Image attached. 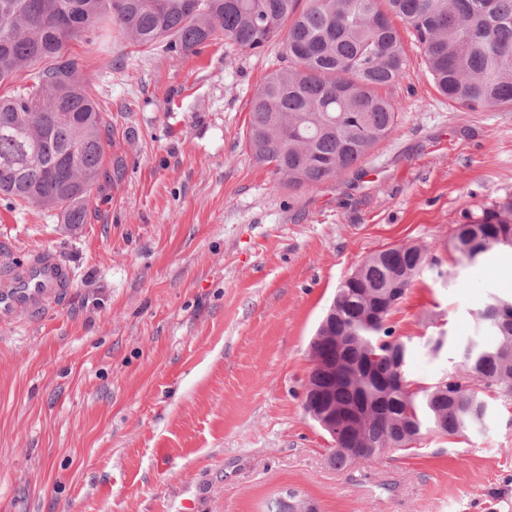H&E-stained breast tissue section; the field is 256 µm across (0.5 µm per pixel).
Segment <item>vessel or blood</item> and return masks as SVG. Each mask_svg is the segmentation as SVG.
Returning <instances> with one entry per match:
<instances>
[{
  "mask_svg": "<svg viewBox=\"0 0 512 512\" xmlns=\"http://www.w3.org/2000/svg\"><path fill=\"white\" fill-rule=\"evenodd\" d=\"M9 243L0 244V323L18 314L41 318L63 303L73 286L71 267L47 248L30 252L25 263L9 260Z\"/></svg>",
  "mask_w": 512,
  "mask_h": 512,
  "instance_id": "vessel-or-blood-1",
  "label": "vessel or blood"
}]
</instances>
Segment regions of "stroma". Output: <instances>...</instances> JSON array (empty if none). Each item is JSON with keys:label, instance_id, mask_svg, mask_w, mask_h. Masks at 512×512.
Wrapping results in <instances>:
<instances>
[{"label": "stroma", "instance_id": "35a3bbf8", "mask_svg": "<svg viewBox=\"0 0 512 512\" xmlns=\"http://www.w3.org/2000/svg\"><path fill=\"white\" fill-rule=\"evenodd\" d=\"M405 50L391 135L291 189L245 142L255 90L288 66L280 44L218 34L175 56L116 28L68 42L111 141L85 223L0 198L16 258L51 248L75 276L42 320L0 325V512H268L290 494L308 512H512V401L465 436L341 468L304 410L309 344L367 254L433 258L387 321L416 385L493 343L476 314L512 299V249L471 264L449 246L512 196V109L456 111Z\"/></svg>", "mask_w": 512, "mask_h": 512}]
</instances>
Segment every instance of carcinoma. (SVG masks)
I'll return each mask as SVG.
<instances>
[{
  "label": "carcinoma",
  "instance_id": "cac0c4a2",
  "mask_svg": "<svg viewBox=\"0 0 512 512\" xmlns=\"http://www.w3.org/2000/svg\"><path fill=\"white\" fill-rule=\"evenodd\" d=\"M412 33L437 91L459 112L512 108V0H0V85L28 72L29 85L0 96V197L60 210L85 223L83 200L98 180L110 130L90 94L91 79L64 56L88 29L118 26L135 44H164L190 55L212 39L250 50L279 40L288 69L256 89L245 133L252 158L290 188L319 185L358 167L393 132L395 105L380 90L403 76L406 52L394 19ZM451 246L475 263L512 247V198L456 226ZM431 264L427 250L394 245L371 253L359 278L336 290L335 315L319 353L336 358V379L314 370L306 411L319 413L313 389L335 387L336 411L368 414L336 437L332 463L344 466L362 445L411 451L422 431L458 437L483 423L486 393L512 400V301L494 300L478 319L498 336L467 346L464 366L430 386L410 388L406 345L371 318L403 298Z\"/></svg>",
  "mask_w": 512,
  "mask_h": 512
}]
</instances>
